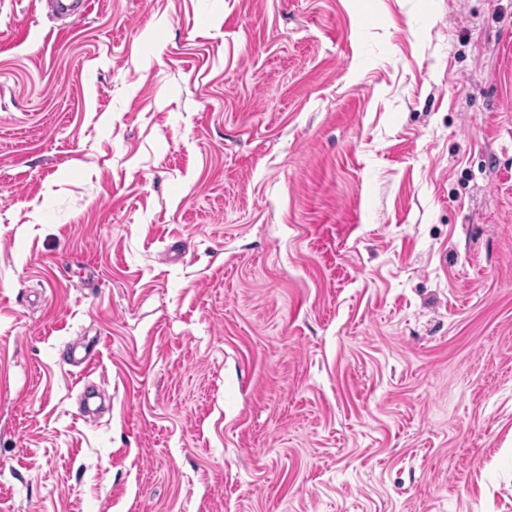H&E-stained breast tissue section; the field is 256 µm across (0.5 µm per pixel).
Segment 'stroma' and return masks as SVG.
Here are the masks:
<instances>
[{"mask_svg":"<svg viewBox=\"0 0 512 512\" xmlns=\"http://www.w3.org/2000/svg\"><path fill=\"white\" fill-rule=\"evenodd\" d=\"M0 512H512V0H0Z\"/></svg>","mask_w":512,"mask_h":512,"instance_id":"stroma-1","label":"stroma"}]
</instances>
